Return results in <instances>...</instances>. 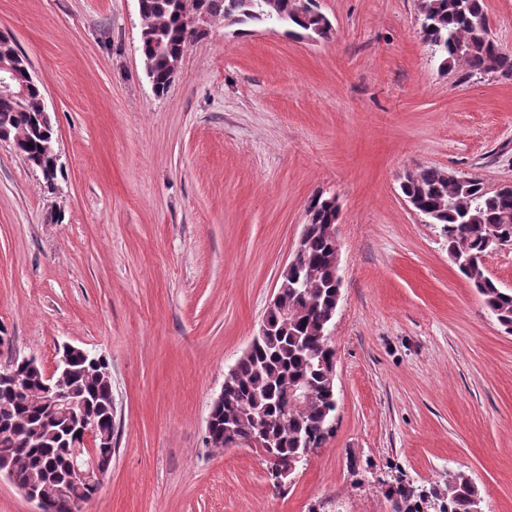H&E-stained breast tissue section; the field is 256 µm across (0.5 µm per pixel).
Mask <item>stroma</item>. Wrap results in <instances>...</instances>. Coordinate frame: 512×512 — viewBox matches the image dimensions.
<instances>
[{"label": "stroma", "mask_w": 512, "mask_h": 512, "mask_svg": "<svg viewBox=\"0 0 512 512\" xmlns=\"http://www.w3.org/2000/svg\"><path fill=\"white\" fill-rule=\"evenodd\" d=\"M333 33L204 26L159 95L138 0H0L56 138L54 186L0 141V331L102 354L117 429L85 512H389L463 471L512 512V334L400 191L425 166L512 183V77L441 71L418 0H319ZM317 193L335 197L334 433L274 487L205 443Z\"/></svg>", "instance_id": "stroma-1"}]
</instances>
